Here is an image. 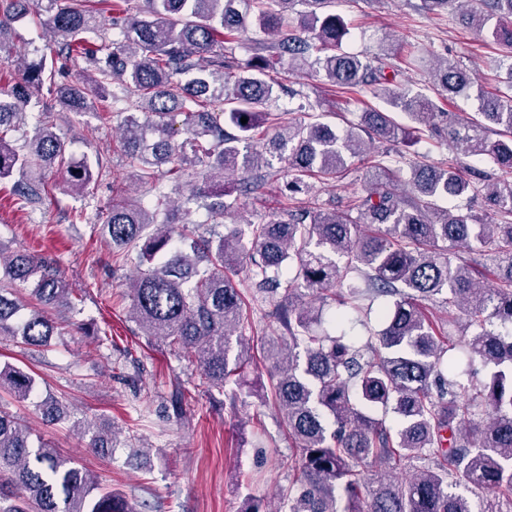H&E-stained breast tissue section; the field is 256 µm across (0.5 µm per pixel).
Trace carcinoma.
I'll use <instances>...</instances> for the list:
<instances>
[{"mask_svg": "<svg viewBox=\"0 0 512 512\" xmlns=\"http://www.w3.org/2000/svg\"><path fill=\"white\" fill-rule=\"evenodd\" d=\"M241 2L260 29L277 36L254 46L247 60L225 47L245 35ZM332 4L112 0L110 31L103 33L84 0H0V60L20 71L0 93V181H12L20 209L48 195L46 173L54 168L65 170L67 186L86 187L93 165H66L69 141L53 108L122 115L113 151L152 195L130 201L122 184H113L106 219L93 230L117 264L137 251L143 269L130 280L134 321L143 335L192 355L210 387L240 382L247 361L231 356L233 344H245L247 304L224 270L246 266L257 302L280 296L270 313L275 336L261 345L263 360L273 364L272 383L257 396L281 411L299 478L279 492L275 512H512V222L489 224L461 205L480 195L494 214L512 216V96L479 91L476 116L440 128L426 94L391 88L367 57L338 52L348 24ZM424 6L462 12L506 47L512 80V0ZM29 15L51 34L50 50L63 65L80 70L78 79H65L44 53L32 60L16 54L9 32ZM285 65L290 73L313 70L345 93L370 85L385 109L361 113L357 130L343 135L308 102L281 111ZM431 79L449 94L474 85L468 70L448 61ZM43 88L51 104L29 130L25 106ZM494 126L497 140L486 135ZM422 127L490 170L435 167L399 149L367 155L375 139L417 144ZM270 129L269 145L288 168L278 184L283 198L314 196L318 182L338 178L347 159L363 156L366 194L345 209L324 203L221 231L224 197L257 194L277 178L256 146ZM189 177L196 179L192 192L209 200L206 226L171 218L166 184ZM0 270L36 302L21 313L0 282V337L49 347L55 326L43 308L68 304L69 283L53 260L27 252L6 256L0 248ZM334 287L338 335L317 336L311 327ZM379 298L387 303L377 327L363 342L348 335L349 313ZM427 303L448 310V320L431 318ZM449 323L461 325L470 361L488 369L485 379L459 373L445 358ZM0 389L25 400L36 379L8 363L0 367ZM36 407L50 421L69 417L67 404L53 396ZM389 414L394 430L386 425ZM83 426L86 446L110 454L112 435L93 420ZM418 460L428 466L399 476ZM374 466L388 468V478L365 479ZM478 490L487 494L475 501ZM0 512L138 510L0 410Z\"/></svg>", "mask_w": 512, "mask_h": 512, "instance_id": "cac0c4a2", "label": "carcinoma"}]
</instances>
